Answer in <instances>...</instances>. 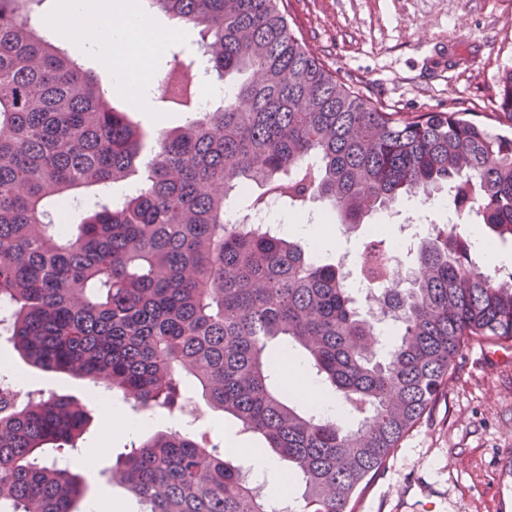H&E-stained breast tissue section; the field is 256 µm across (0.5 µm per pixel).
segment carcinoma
<instances>
[{"label": "carcinoma", "instance_id": "carcinoma-1", "mask_svg": "<svg viewBox=\"0 0 512 512\" xmlns=\"http://www.w3.org/2000/svg\"><path fill=\"white\" fill-rule=\"evenodd\" d=\"M45 0H0V305L30 366L103 382L143 411L177 406L180 386L260 437L303 485L299 512L352 502L447 390L464 348H512V272L482 268L464 237L434 225L386 278L393 245L358 260L398 319L392 345L362 314L344 272L309 246L226 223L247 186L288 207L332 202L348 227L402 195L446 193L495 244L512 242V135L467 109L403 117L341 82L288 24L280 0H144L198 30L210 72L246 79L198 111L196 60L171 54L161 102L184 125L148 133L120 89H103L53 32ZM512 129V69L495 112ZM70 224H55L58 203ZM304 350L346 420L291 404L273 345ZM85 402L0 397V512H81L74 474L47 458L84 435ZM112 479L141 512H272L242 467L193 434H155Z\"/></svg>", "mask_w": 512, "mask_h": 512}]
</instances>
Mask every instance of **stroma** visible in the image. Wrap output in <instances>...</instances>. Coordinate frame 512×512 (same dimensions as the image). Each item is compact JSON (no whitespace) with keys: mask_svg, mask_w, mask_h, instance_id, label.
Wrapping results in <instances>:
<instances>
[{"mask_svg":"<svg viewBox=\"0 0 512 512\" xmlns=\"http://www.w3.org/2000/svg\"><path fill=\"white\" fill-rule=\"evenodd\" d=\"M288 22L310 52L340 81L393 112L469 109L493 123L498 80L512 68V0H283ZM169 54L154 58L151 107L137 111L148 129L184 124L161 111ZM187 409L146 412L139 433L115 435L94 467L83 451L104 435L100 408L73 451L71 471L85 501L110 489L140 512L109 476L131 442L185 431ZM355 512H512V352L481 343L463 351L447 392L391 455L355 504Z\"/></svg>","mask_w":512,"mask_h":512,"instance_id":"obj_1","label":"stroma"}]
</instances>
